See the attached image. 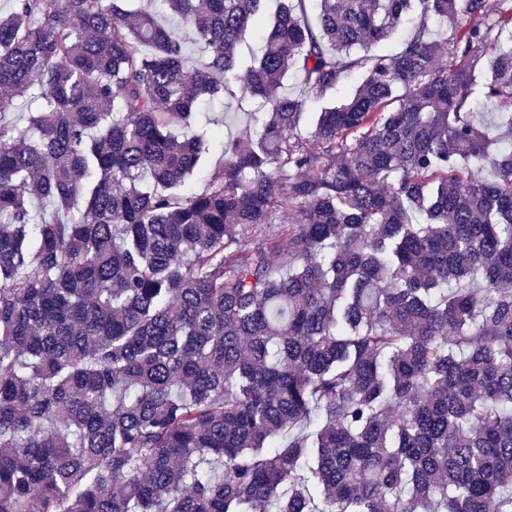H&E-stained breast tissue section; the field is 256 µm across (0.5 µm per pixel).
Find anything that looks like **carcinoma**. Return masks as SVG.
<instances>
[{"mask_svg": "<svg viewBox=\"0 0 512 512\" xmlns=\"http://www.w3.org/2000/svg\"><path fill=\"white\" fill-rule=\"evenodd\" d=\"M160 2L0 16V512H512V0ZM227 101L224 100V104L218 103L209 104L203 107L202 112H213L215 116L224 117V134H235L237 130L244 124L246 120V114L243 110H239L236 105V101L230 102L229 108L226 106ZM225 112H228L225 113ZM225 113V114H224ZM221 153L211 148L210 156L206 166L198 169L187 184V188L196 193L205 191L210 183L211 177L215 170L222 164Z\"/></svg>", "mask_w": 512, "mask_h": 512, "instance_id": "carcinoma-1", "label": "carcinoma"}]
</instances>
